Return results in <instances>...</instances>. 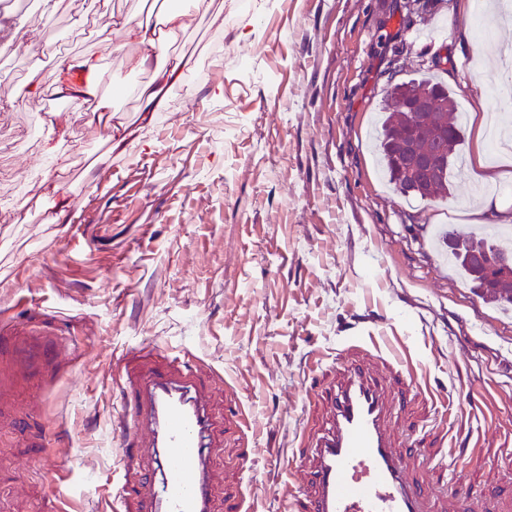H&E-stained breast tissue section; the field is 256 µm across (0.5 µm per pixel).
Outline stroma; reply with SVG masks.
<instances>
[{
    "instance_id": "obj_1",
    "label": "stroma",
    "mask_w": 512,
    "mask_h": 512,
    "mask_svg": "<svg viewBox=\"0 0 512 512\" xmlns=\"http://www.w3.org/2000/svg\"><path fill=\"white\" fill-rule=\"evenodd\" d=\"M222 2L223 26L201 22L178 43L190 55L182 94L124 154L76 120V102L18 99L31 56L7 44L20 24L45 66L61 52L100 56L119 77L104 97L133 116L146 73L126 67L118 35L80 33L70 17L134 0H62L49 23L39 0L0 6V314L77 334L40 378L0 375V512L112 501L124 469L113 378L138 345L196 357L214 419L211 512L241 501L289 512L293 490L312 494L330 396L358 371L385 399L420 512H512V309L486 303L430 242L443 224L476 232L479 184L464 168L448 199L405 198L374 148L400 81L435 75L470 112L465 87L488 84L512 22L488 21L483 45L474 16L449 17L450 0ZM51 111L59 130L43 123ZM50 141L67 164L65 224L40 195ZM482 189L512 211V182ZM29 197L38 204L16 223ZM370 336L407 344L429 392Z\"/></svg>"
}]
</instances>
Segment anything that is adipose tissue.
I'll use <instances>...</instances> for the list:
<instances>
[{
	"instance_id": "adipose-tissue-1",
	"label": "adipose tissue",
	"mask_w": 512,
	"mask_h": 512,
	"mask_svg": "<svg viewBox=\"0 0 512 512\" xmlns=\"http://www.w3.org/2000/svg\"><path fill=\"white\" fill-rule=\"evenodd\" d=\"M213 5L214 0H194L192 9L184 10L174 8L171 0H147L145 6L108 14L105 30L121 34L125 43L134 47L135 52L129 56L128 63L132 70L148 73L149 78L137 89L140 106L134 120L119 115L107 98L100 99L92 110H78L77 120L90 127H102L111 150L124 153L139 144L142 131L152 123L154 112L164 103L168 91L181 81L188 63L184 52L171 50L172 40L190 28L196 15H208L213 21H220L221 16L214 13ZM76 71L97 82L104 77L94 56H66L59 58L49 70L34 64L31 76L18 96L31 98L49 88L59 97L84 100L91 88L73 80L72 74ZM472 123L475 129L472 176L492 184L511 181L512 172L492 168L486 161L487 112L483 99L475 101Z\"/></svg>"
}]
</instances>
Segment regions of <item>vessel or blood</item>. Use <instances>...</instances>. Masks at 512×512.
Wrapping results in <instances>:
<instances>
[{
  "label": "vessel or blood",
  "instance_id": "obj_1",
  "mask_svg": "<svg viewBox=\"0 0 512 512\" xmlns=\"http://www.w3.org/2000/svg\"><path fill=\"white\" fill-rule=\"evenodd\" d=\"M48 339L24 340L0 326V360L31 370L51 359ZM116 384L122 403L113 428L120 448L142 445L159 476L144 512H210L206 455L211 417L204 381L186 352L126 351ZM314 494L294 512H416L422 494L391 449L383 403L361 376L350 375L335 397L332 427L317 453Z\"/></svg>",
  "mask_w": 512,
  "mask_h": 512
}]
</instances>
